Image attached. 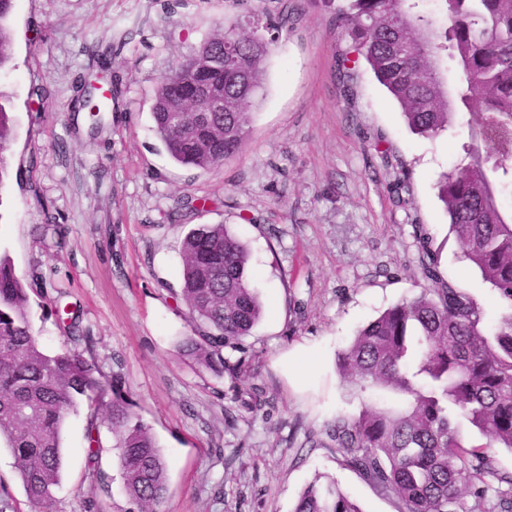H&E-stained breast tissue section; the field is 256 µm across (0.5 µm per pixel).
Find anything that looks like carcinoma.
I'll list each match as a JSON object with an SVG mask.
<instances>
[{"label": "carcinoma", "mask_w": 512, "mask_h": 512, "mask_svg": "<svg viewBox=\"0 0 512 512\" xmlns=\"http://www.w3.org/2000/svg\"><path fill=\"white\" fill-rule=\"evenodd\" d=\"M309 0L336 9V25L354 58L334 69L350 90L353 64L363 61L399 105L408 126L437 136L470 116L468 163L443 175L438 198L464 258L497 293L505 310L495 325L482 307L441 275L424 237L422 274L428 287L388 308L359 330L338 354L339 372L365 399L358 415L338 416L328 435L343 462L399 512H457L462 493L483 500L476 484L486 474L512 487V473L494 469L490 448L512 450V0ZM239 13L179 62L151 105L156 136L177 164L207 171L244 146L263 90L265 61L281 26L253 0H233ZM14 0H0V71L13 66L8 18ZM239 66L199 69L219 58L224 43ZM224 85V108L202 121L191 87ZM87 85L75 111L92 127L112 97ZM10 96L0 92V188L10 178L8 151L16 138ZM181 298L195 335L182 352L205 368L235 377L245 356L241 340L262 315L251 288L248 252L222 224L199 225L184 236ZM391 392L401 405L367 397ZM87 405V465L97 473L99 415L112 433L122 490L134 508L157 512L167 492V464L151 428L131 409L118 374L101 377L95 365L65 350L45 352L33 330L31 301L9 256L0 253V442L11 452L28 502L45 507L59 485L62 432L68 415ZM486 438L467 444L461 422ZM293 512H360L334 481L315 480ZM489 512H512V492L499 491Z\"/></svg>", "instance_id": "carcinoma-1"}]
</instances>
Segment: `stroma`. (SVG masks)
Wrapping results in <instances>:
<instances>
[{
    "label": "stroma",
    "instance_id": "stroma-1",
    "mask_svg": "<svg viewBox=\"0 0 512 512\" xmlns=\"http://www.w3.org/2000/svg\"><path fill=\"white\" fill-rule=\"evenodd\" d=\"M286 26L267 65L247 144L202 172L174 164L153 132L160 81L224 25L231 0H15V65L0 72L17 137L0 187V249L31 290L33 328L47 352L67 350L120 374L134 412L167 462L159 512H293L315 478L334 479L362 512L393 500L341 463L327 436L357 415L338 352L387 308L418 294V233L444 278L500 313L496 293L462 258L437 198L464 165L458 124L412 133L364 65L343 95L334 71L350 48L332 13L306 0H255ZM112 63L116 101L95 133L75 111L78 90ZM409 190L397 197L394 186ZM204 200L190 212L186 200ZM197 224H223L249 252L263 314L237 378L180 352L193 324L178 293L180 244ZM77 318L75 337L57 311ZM308 346L307 365L288 351ZM257 388L261 405L232 402ZM86 411L63 430V474L42 512H127L108 424L98 472L86 464Z\"/></svg>",
    "mask_w": 512,
    "mask_h": 512
}]
</instances>
